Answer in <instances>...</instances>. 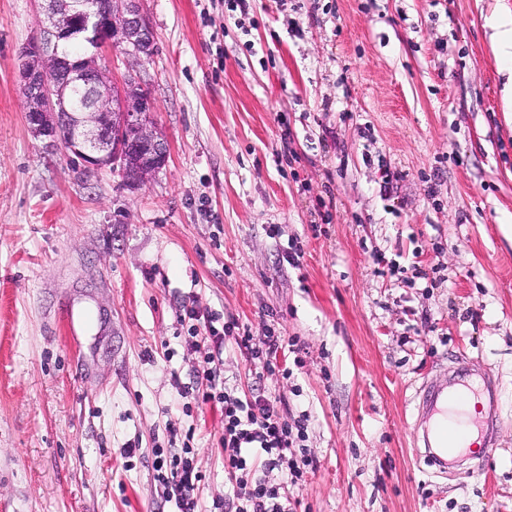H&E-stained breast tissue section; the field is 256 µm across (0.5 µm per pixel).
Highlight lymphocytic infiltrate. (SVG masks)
<instances>
[{
    "mask_svg": "<svg viewBox=\"0 0 512 512\" xmlns=\"http://www.w3.org/2000/svg\"><path fill=\"white\" fill-rule=\"evenodd\" d=\"M183 312L193 322L189 346L198 356L193 391L202 402L219 405L224 415L220 444L235 512H294L288 505V489L301 481L306 468L316 465L305 446L306 416L284 419L268 399L226 388L214 369L223 356L226 336H234L237 346L247 349L252 359L262 360L268 371L274 368L283 338L270 331L256 338L247 329L238 335L231 323L215 327L213 316L195 306L184 307ZM156 471L164 496L175 502L178 512H199L196 490L202 474L191 448L159 459ZM273 471L280 472L279 483L268 480Z\"/></svg>",
    "mask_w": 512,
    "mask_h": 512,
    "instance_id": "1",
    "label": "lymphocytic infiltrate"
}]
</instances>
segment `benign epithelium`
Masks as SVG:
<instances>
[{"label": "benign epithelium", "instance_id": "1", "mask_svg": "<svg viewBox=\"0 0 512 512\" xmlns=\"http://www.w3.org/2000/svg\"><path fill=\"white\" fill-rule=\"evenodd\" d=\"M41 2L40 36L20 54L28 129L86 167L113 169L125 185L142 186L168 159L167 141L150 121L154 100L138 79L117 84L101 65V53L112 47L153 54V30L140 0ZM79 42L94 52L69 58V47Z\"/></svg>", "mask_w": 512, "mask_h": 512}]
</instances>
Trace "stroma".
I'll use <instances>...</instances> for the list:
<instances>
[{
    "label": "stroma",
    "mask_w": 512,
    "mask_h": 512,
    "mask_svg": "<svg viewBox=\"0 0 512 512\" xmlns=\"http://www.w3.org/2000/svg\"><path fill=\"white\" fill-rule=\"evenodd\" d=\"M165 167L139 188L34 138L38 0H0V512H177L157 450L224 498L220 411L180 396L183 306L296 340L227 387L308 417L297 512H512V117L489 19L512 0H141ZM392 180H385V173ZM298 252L297 264L286 256ZM479 362L502 418L436 471L415 393Z\"/></svg>",
    "instance_id": "stroma-1"
}]
</instances>
